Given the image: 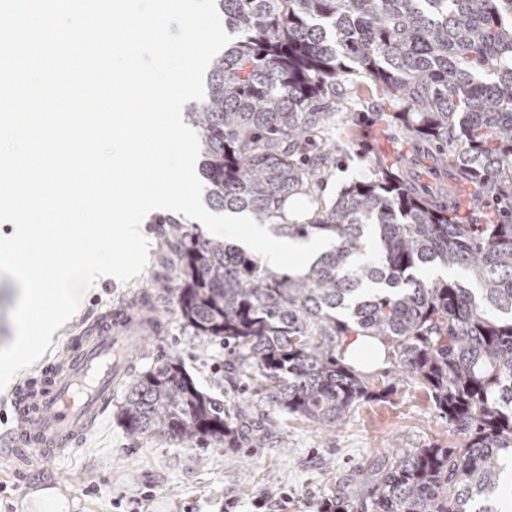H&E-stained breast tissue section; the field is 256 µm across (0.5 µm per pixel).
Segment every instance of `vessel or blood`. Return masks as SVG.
Segmentation results:
<instances>
[{
    "instance_id": "1",
    "label": "vessel or blood",
    "mask_w": 512,
    "mask_h": 512,
    "mask_svg": "<svg viewBox=\"0 0 512 512\" xmlns=\"http://www.w3.org/2000/svg\"><path fill=\"white\" fill-rule=\"evenodd\" d=\"M146 296L120 303L89 323L66 356L44 365L39 381H26L13 394L17 422L0 459L34 464L77 447L112 402L126 375L131 332L143 319Z\"/></svg>"
}]
</instances>
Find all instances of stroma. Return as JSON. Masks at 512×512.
I'll use <instances>...</instances> for the list:
<instances>
[{"mask_svg":"<svg viewBox=\"0 0 512 512\" xmlns=\"http://www.w3.org/2000/svg\"><path fill=\"white\" fill-rule=\"evenodd\" d=\"M390 114L387 102L368 93L353 100L330 127L327 137L336 146V167L325 182V198L352 181L371 177L369 156L412 154L411 145H398L383 134ZM144 234L150 249L143 273L126 284L103 282L58 330L44 361L65 351L92 314L147 289L155 298L152 317L162 330L132 349L131 376L176 356L199 390L220 401L238 402L241 393L223 342L195 336L182 320L175 294L155 286L160 277L176 280V250L158 225L145 224ZM374 383L390 387V394L361 405L340 428L294 420L261 404L250 414L253 429L243 430L237 446L227 448L180 438H132L116 414L128 387L120 382L111 408L81 447L39 466H0V512H33L32 504L45 488L67 501L68 512H319L354 471L382 452L461 443V435L415 380L389 370ZM256 429L267 433L259 448L250 443Z\"/></svg>","mask_w":512,"mask_h":512,"instance_id":"1","label":"stroma"}]
</instances>
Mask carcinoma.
Instances as JSON below:
<instances>
[{"mask_svg": "<svg viewBox=\"0 0 512 512\" xmlns=\"http://www.w3.org/2000/svg\"><path fill=\"white\" fill-rule=\"evenodd\" d=\"M233 39L186 107L214 209L279 235L333 238L303 274L156 224L180 253L178 304L195 335L224 342L240 384L294 419L340 427L382 398L345 362L377 338L463 442L409 448L359 470L324 512H500L512 463V216L465 224L452 206L512 200V0H216ZM361 74L399 107L406 142L432 148L454 185L422 192L385 159L323 198L326 137L344 82ZM432 269L462 278L430 277ZM136 439L239 441L245 408L199 391L173 357L141 373L117 408ZM379 351H385L374 339L367 336H350L346 341V354L362 355L370 358Z\"/></svg>", "mask_w": 512, "mask_h": 512, "instance_id": "1", "label": "carcinoma"}]
</instances>
